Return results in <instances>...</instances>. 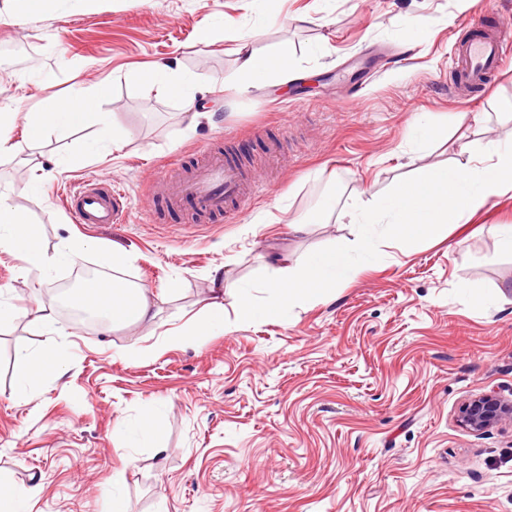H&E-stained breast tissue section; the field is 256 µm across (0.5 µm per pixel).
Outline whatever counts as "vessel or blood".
<instances>
[{
    "mask_svg": "<svg viewBox=\"0 0 512 512\" xmlns=\"http://www.w3.org/2000/svg\"><path fill=\"white\" fill-rule=\"evenodd\" d=\"M512 61V23L502 21L480 29L465 41L452 59L459 81L480 83L489 74ZM192 174L184 179L172 174L160 177L154 192L173 207H189L197 222L208 224L224 213L245 214L254 196L255 185L238 161L209 149L199 152ZM68 209L79 224L125 222L129 205L111 186L93 180L79 182L65 197Z\"/></svg>",
    "mask_w": 512,
    "mask_h": 512,
    "instance_id": "obj_1",
    "label": "vessel or blood"
}]
</instances>
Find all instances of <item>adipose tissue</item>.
Instances as JSON below:
<instances>
[{
    "instance_id": "obj_1",
    "label": "adipose tissue",
    "mask_w": 512,
    "mask_h": 512,
    "mask_svg": "<svg viewBox=\"0 0 512 512\" xmlns=\"http://www.w3.org/2000/svg\"><path fill=\"white\" fill-rule=\"evenodd\" d=\"M234 52L241 87L285 83L298 75L287 47L268 56L242 41ZM137 79L156 87L161 95L189 105L195 101V78L169 67H156L153 72L138 74ZM105 93V87L98 85L82 88L68 101H54L28 113L25 120L30 139L42 140L52 129L96 126L101 137L92 143V150L119 148L124 131L111 113L99 108ZM459 152L461 158L454 163L418 169L413 178L394 183L384 194L350 205L346 215L358 227L355 243L337 242L297 265L284 259L269 264L264 286L271 291L272 301L258 302L249 288L236 287L238 318L281 319L294 304L322 299L340 283L357 277L361 268L355 253L374 254L379 242L385 240L411 249L423 238L445 239L450 226L464 223L491 201L512 192V140L465 143ZM85 248L84 240L67 239L54 252L44 251L24 214L0 196V249L18 254L27 268L42 269L75 261ZM81 304L112 329L150 325L157 316L147 289L118 277L108 285L99 280L86 282L81 290ZM224 322L223 302H212L202 319L166 330L162 344L171 347L201 341L223 330ZM29 325L44 335L46 342L39 353L23 350L18 354L17 375L25 391L33 389L44 372L60 370L65 357V348L56 337L51 306L37 303Z\"/></svg>"
}]
</instances>
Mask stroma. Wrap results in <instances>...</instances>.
I'll list each match as a JSON object with an SVG mask.
<instances>
[{
    "label": "stroma",
    "mask_w": 512,
    "mask_h": 512,
    "mask_svg": "<svg viewBox=\"0 0 512 512\" xmlns=\"http://www.w3.org/2000/svg\"><path fill=\"white\" fill-rule=\"evenodd\" d=\"M59 0L49 14H0V109L14 112L15 151L0 157V193L24 212L42 248L88 241L76 263L26 273L0 250V300L17 317L0 325V477L41 481L30 512H108L112 469L125 468L127 512H512V423L476 435L460 404L489 391L512 399V254L496 228L512 224V193L441 241L375 256L324 300L281 320L241 321L224 294L223 334L165 348L162 333L204 314L215 282L263 289L271 254L301 262L334 241L346 201L370 199L417 167L442 165L466 142L512 136V64L486 84L459 88L448 55L484 16L512 21V0ZM312 23H299L302 15ZM421 16L406 34L394 18ZM293 53L303 80L241 90L235 39ZM165 64L197 76L184 104L134 80ZM104 84L100 102L124 129L120 149L85 156L96 127L32 142L24 117ZM418 120L451 131L428 151L406 138ZM252 162L248 211L219 224L152 205L171 163L191 171L205 146ZM111 183L131 214L121 224H79L64 207L71 182ZM306 234L291 223L319 205ZM126 255L125 279L157 298L153 326L79 328L61 372L20 397L15 355L44 342L25 317L50 301L94 249ZM470 291H463V284ZM138 344L135 363L119 349ZM160 423V447L131 429ZM130 431L120 434L119 423Z\"/></svg>",
    "instance_id": "35a3bbf8"
}]
</instances>
